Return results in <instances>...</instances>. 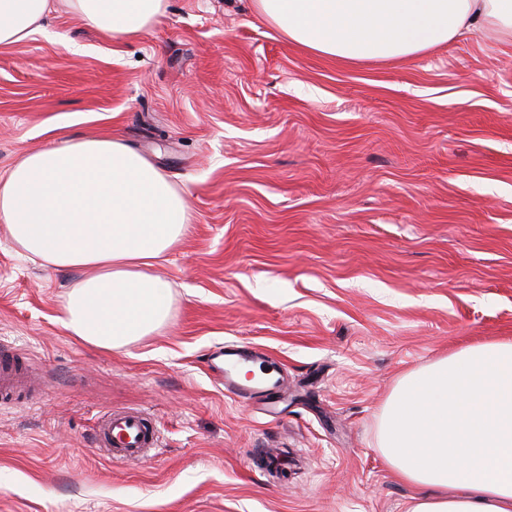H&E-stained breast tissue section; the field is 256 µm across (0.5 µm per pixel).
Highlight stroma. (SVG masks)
Instances as JSON below:
<instances>
[{
  "label": "stroma",
  "mask_w": 512,
  "mask_h": 512,
  "mask_svg": "<svg viewBox=\"0 0 512 512\" xmlns=\"http://www.w3.org/2000/svg\"><path fill=\"white\" fill-rule=\"evenodd\" d=\"M50 3L0 45V175L60 136H115L183 191L188 230L154 268L169 326L100 351L59 321L81 271L0 223V345L32 380L0 403V512H405L415 490L377 448L391 390L512 338V44L352 64L250 0H168L122 40ZM237 343L281 393H225L203 357ZM121 409L156 422L149 457L98 447Z\"/></svg>",
  "instance_id": "35a3bbf8"
}]
</instances>
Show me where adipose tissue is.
<instances>
[{
    "label": "adipose tissue",
    "mask_w": 512,
    "mask_h": 512,
    "mask_svg": "<svg viewBox=\"0 0 512 512\" xmlns=\"http://www.w3.org/2000/svg\"><path fill=\"white\" fill-rule=\"evenodd\" d=\"M92 28L122 38L152 26L167 0H69ZM288 40L347 62L417 57L490 30L512 40V0H253ZM49 0H0V44L25 40ZM0 223L51 269L84 276L59 318L80 342L112 350L169 322L156 262L186 234L185 196L151 161L108 136L27 152L0 175ZM392 473L415 488L406 512H512V340L467 346L404 375L378 422Z\"/></svg>",
    "instance_id": "adipose-tissue-1"
}]
</instances>
